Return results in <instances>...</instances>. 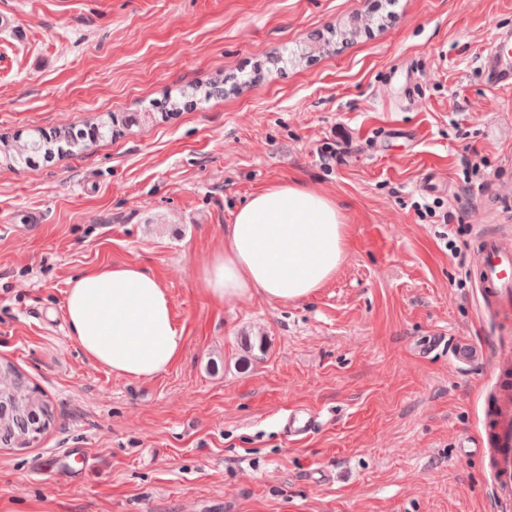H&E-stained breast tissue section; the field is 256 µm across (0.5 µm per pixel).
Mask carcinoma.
<instances>
[{
    "label": "carcinoma",
    "instance_id": "obj_1",
    "mask_svg": "<svg viewBox=\"0 0 512 512\" xmlns=\"http://www.w3.org/2000/svg\"><path fill=\"white\" fill-rule=\"evenodd\" d=\"M42 153L52 156V145L39 133L18 145L1 146L0 160L19 166ZM54 422L51 402L14 363L0 358V447L29 448Z\"/></svg>",
    "mask_w": 512,
    "mask_h": 512
}]
</instances>
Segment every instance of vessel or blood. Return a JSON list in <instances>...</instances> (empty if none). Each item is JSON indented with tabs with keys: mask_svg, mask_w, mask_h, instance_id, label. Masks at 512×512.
<instances>
[{
	"mask_svg": "<svg viewBox=\"0 0 512 512\" xmlns=\"http://www.w3.org/2000/svg\"><path fill=\"white\" fill-rule=\"evenodd\" d=\"M479 262L475 280L486 303L502 319L512 318V240L488 234L476 241ZM317 423L306 409L289 410L284 424L288 437L309 435ZM493 442L492 472L500 501H512V391L502 390L490 419Z\"/></svg>",
	"mask_w": 512,
	"mask_h": 512,
	"instance_id": "b4317fda",
	"label": "vessel or blood"
}]
</instances>
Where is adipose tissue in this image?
<instances>
[{"mask_svg": "<svg viewBox=\"0 0 512 512\" xmlns=\"http://www.w3.org/2000/svg\"><path fill=\"white\" fill-rule=\"evenodd\" d=\"M346 251L345 216L335 200L296 181L277 183L236 210L200 286L228 306L257 296L302 301L333 279ZM64 315L83 354L120 377L153 379L184 347L166 288L136 264L69 279Z\"/></svg>", "mask_w": 512, "mask_h": 512, "instance_id": "1", "label": "adipose tissue"}]
</instances>
